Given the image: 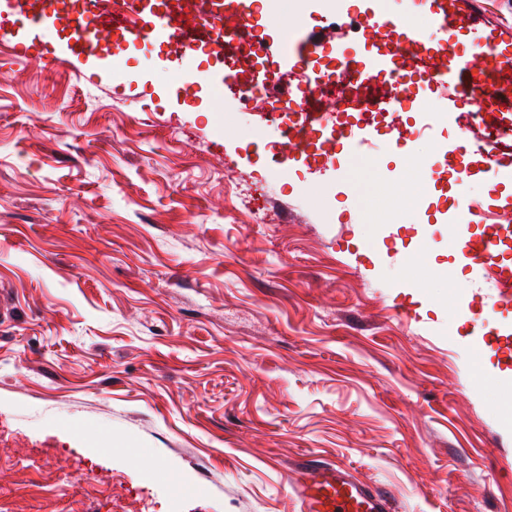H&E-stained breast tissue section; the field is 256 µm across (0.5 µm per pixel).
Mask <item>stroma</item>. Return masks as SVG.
I'll return each instance as SVG.
<instances>
[{
    "instance_id": "stroma-1",
    "label": "stroma",
    "mask_w": 512,
    "mask_h": 512,
    "mask_svg": "<svg viewBox=\"0 0 512 512\" xmlns=\"http://www.w3.org/2000/svg\"><path fill=\"white\" fill-rule=\"evenodd\" d=\"M104 45L122 68L0 41V512H299L304 453L398 512H512V302L459 258L479 225L402 199L417 158L447 179L454 125L277 165L236 88Z\"/></svg>"
}]
</instances>
